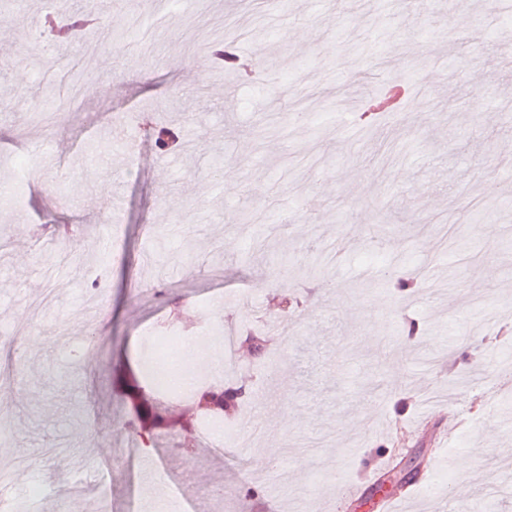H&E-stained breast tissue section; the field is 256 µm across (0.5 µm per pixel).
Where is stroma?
Wrapping results in <instances>:
<instances>
[{"instance_id":"35a3bbf8","label":"stroma","mask_w":512,"mask_h":512,"mask_svg":"<svg viewBox=\"0 0 512 512\" xmlns=\"http://www.w3.org/2000/svg\"><path fill=\"white\" fill-rule=\"evenodd\" d=\"M152 0H97L105 28L126 42L94 36L55 43L51 64L34 69L30 24L62 0H12L0 7V333L36 317L14 392L0 395L9 429L0 465L19 461L9 495L70 499L76 484L101 483L110 512H141L142 443L135 410L109 398L138 372L150 330L198 331L199 300L243 326L263 317L288 328L270 355L239 344L231 365L218 347L190 353L241 379L273 409L249 447L225 445L187 457L164 443L154 451L178 468L168 493L187 512H288L312 494L333 505L342 483L402 484L406 512H474L478 498L512 512V58L489 51L466 0H439L418 28L400 14L371 23L372 0H292L254 21L244 0H180L154 27L135 25ZM249 32L241 58L259 55L254 78H225L195 55L216 31ZM440 52L426 55L427 42ZM476 57L484 97L472 80L448 81ZM415 74L425 95L407 94L375 129L354 127L344 88H381ZM151 117L176 128L183 148L160 153L143 125L125 148L131 170L112 174L114 125ZM501 154L483 181L472 176ZM224 171L214 179L215 168ZM120 205L121 245L102 217ZM286 209L298 222L277 223ZM250 215L249 223L238 221ZM69 224L72 236L35 235ZM462 236L479 259L445 246ZM324 263V283L300 271ZM417 273L415 292L385 284L393 270ZM104 294L87 302L86 271ZM163 296L141 297L146 282ZM297 293L300 307L281 297ZM419 326L416 347L443 363L423 371L415 347L397 340L403 319ZM96 332L88 352H70L65 333ZM485 453L474 446L487 434ZM319 448L292 461L300 479L265 472L272 442ZM112 451L103 464L99 449ZM421 475L404 483L401 458Z\"/></svg>"}]
</instances>
